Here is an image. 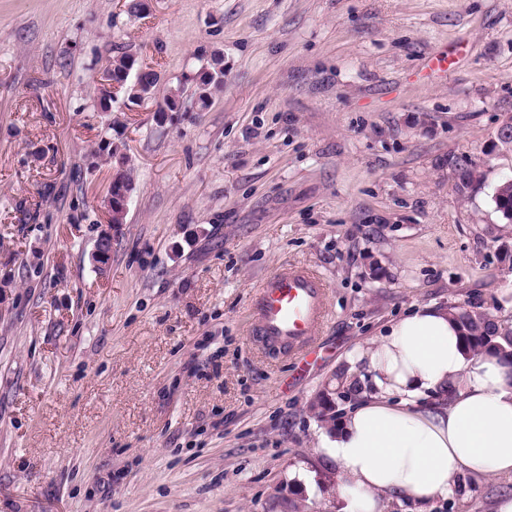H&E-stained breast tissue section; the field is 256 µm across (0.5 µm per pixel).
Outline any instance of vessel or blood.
<instances>
[{
    "mask_svg": "<svg viewBox=\"0 0 512 512\" xmlns=\"http://www.w3.org/2000/svg\"><path fill=\"white\" fill-rule=\"evenodd\" d=\"M326 284L316 272L285 265L259 286L251 304L261 344L301 356L316 343L325 321Z\"/></svg>",
    "mask_w": 512,
    "mask_h": 512,
    "instance_id": "obj_1",
    "label": "vessel or blood"
}]
</instances>
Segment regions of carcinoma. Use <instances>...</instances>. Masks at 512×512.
Wrapping results in <instances>:
<instances>
[{"mask_svg": "<svg viewBox=\"0 0 512 512\" xmlns=\"http://www.w3.org/2000/svg\"><path fill=\"white\" fill-rule=\"evenodd\" d=\"M130 55L123 54L109 62L112 67V77L118 81H125L123 93L130 103L138 97V92L148 91L155 94L159 82L158 73L151 67L143 66L135 76L129 75ZM200 83L206 90H218L224 84V68L222 59L213 57L210 67L202 70L198 75ZM498 212L512 224V183H500L493 198ZM453 318L457 321L463 335L465 346L469 354L492 352L504 362L512 364V331L498 324L492 315L487 312L476 311L462 304L448 306ZM330 388L336 389V400L346 402L355 397L360 389V380L351 379L347 374L341 373L335 377Z\"/></svg>", "mask_w": 512, "mask_h": 512, "instance_id": "1", "label": "carcinoma"}]
</instances>
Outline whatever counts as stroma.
<instances>
[{
  "label": "stroma",
  "mask_w": 512,
  "mask_h": 512,
  "mask_svg": "<svg viewBox=\"0 0 512 512\" xmlns=\"http://www.w3.org/2000/svg\"><path fill=\"white\" fill-rule=\"evenodd\" d=\"M129 2L0 0V512H345L310 404L339 372L368 381L355 348L417 305L512 329L493 203L512 0ZM121 54L158 72L155 97L98 111ZM107 135L134 177L112 227L113 163L90 156ZM458 163L481 181L459 188ZM285 264L328 285L301 360L251 334ZM511 494L467 477L429 512ZM198 78L200 79V82L197 81V103L201 109H205L208 107L213 91L220 89L224 84V68L222 66V59L218 56H214L210 67L203 69L198 75ZM202 84L206 87V95L199 94V89Z\"/></svg>",
  "instance_id": "1"
}]
</instances>
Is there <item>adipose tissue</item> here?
Instances as JSON below:
<instances>
[{
	"label": "adipose tissue",
	"mask_w": 512,
	"mask_h": 512,
	"mask_svg": "<svg viewBox=\"0 0 512 512\" xmlns=\"http://www.w3.org/2000/svg\"><path fill=\"white\" fill-rule=\"evenodd\" d=\"M376 390L326 430L318 452L336 467L348 512H415L461 476L512 479V367L467 354L447 310L420 305L359 348Z\"/></svg>",
	"instance_id": "adipose-tissue-1"
}]
</instances>
